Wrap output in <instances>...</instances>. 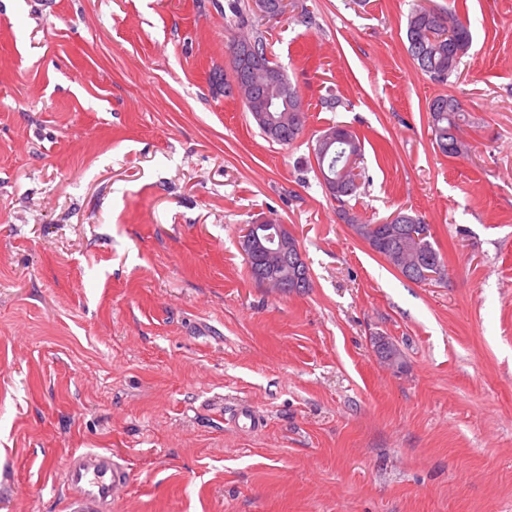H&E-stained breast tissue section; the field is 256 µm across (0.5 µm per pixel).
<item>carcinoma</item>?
<instances>
[{"label": "carcinoma", "mask_w": 512, "mask_h": 512, "mask_svg": "<svg viewBox=\"0 0 512 512\" xmlns=\"http://www.w3.org/2000/svg\"><path fill=\"white\" fill-rule=\"evenodd\" d=\"M443 25L454 31L455 40L439 39L437 29ZM248 40L250 47L241 49L235 59V74L245 84L243 105L250 113H272L273 122L268 127H260L261 132L278 144H291L304 131V127L296 128L289 122L290 103L282 87L291 82L284 69L268 58L261 33H255ZM406 40L407 51L420 71L431 80L442 83L458 69L462 57L471 47L472 34L454 10L441 8L434 11L418 6L408 18ZM428 112L438 151L448 158L460 156L466 148L461 139L462 126L469 123L460 101L453 96L438 95L428 102ZM363 148L361 138L345 125H332L316 138L313 155L317 169L321 177L336 185L333 197L339 202L352 196L358 188L361 173L348 166V162L352 155L362 156ZM398 216L397 223L379 228L377 222L363 221L346 210L340 214L357 236L405 278L424 283L426 278L421 270L410 265L414 258L412 226L423 223V220L403 211L398 212Z\"/></svg>", "instance_id": "obj_1"}]
</instances>
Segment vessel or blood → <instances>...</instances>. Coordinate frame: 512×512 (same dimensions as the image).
<instances>
[{
    "instance_id": "1",
    "label": "vessel or blood",
    "mask_w": 512,
    "mask_h": 512,
    "mask_svg": "<svg viewBox=\"0 0 512 512\" xmlns=\"http://www.w3.org/2000/svg\"><path fill=\"white\" fill-rule=\"evenodd\" d=\"M131 481L126 460L108 448L70 452L55 475L64 512H115Z\"/></svg>"
}]
</instances>
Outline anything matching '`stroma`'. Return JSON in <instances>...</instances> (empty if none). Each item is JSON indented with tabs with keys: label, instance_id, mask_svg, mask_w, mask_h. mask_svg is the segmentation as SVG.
<instances>
[{
	"label": "stroma",
	"instance_id": "35a3bbf8",
	"mask_svg": "<svg viewBox=\"0 0 512 512\" xmlns=\"http://www.w3.org/2000/svg\"><path fill=\"white\" fill-rule=\"evenodd\" d=\"M291 2L0 0V512H59L83 448L126 456L117 512H512V0ZM450 3L473 42L441 84L405 29ZM245 28L308 108L292 144L213 84ZM438 94L466 156L433 145ZM332 124L364 139L344 207L421 216L442 279L340 219L312 151ZM269 218L306 293L249 273L242 229ZM429 126L438 151L456 158L466 148L461 139L462 126L469 123L460 101L454 96L438 95L428 102Z\"/></svg>",
	"mask_w": 512,
	"mask_h": 512
}]
</instances>
